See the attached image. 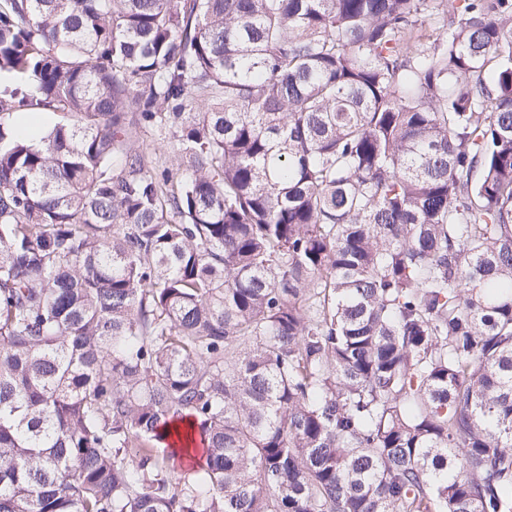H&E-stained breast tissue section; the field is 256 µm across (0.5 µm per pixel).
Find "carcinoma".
<instances>
[{"mask_svg": "<svg viewBox=\"0 0 512 512\" xmlns=\"http://www.w3.org/2000/svg\"><path fill=\"white\" fill-rule=\"evenodd\" d=\"M2 75L0 512H512V0H0ZM136 146L152 157L157 167L162 170L172 167L174 154L172 147L162 140V136L154 127L140 125L133 135Z\"/></svg>", "mask_w": 512, "mask_h": 512, "instance_id": "1", "label": "carcinoma"}]
</instances>
